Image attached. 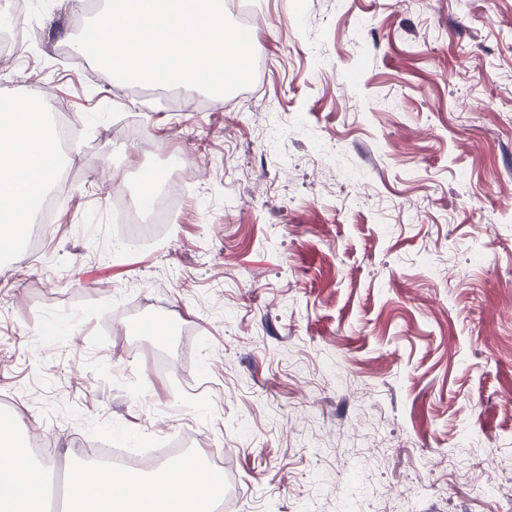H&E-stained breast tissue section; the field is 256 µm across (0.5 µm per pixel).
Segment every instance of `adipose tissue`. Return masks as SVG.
Wrapping results in <instances>:
<instances>
[{"label":"adipose tissue","instance_id":"adipose-tissue-1","mask_svg":"<svg viewBox=\"0 0 512 512\" xmlns=\"http://www.w3.org/2000/svg\"><path fill=\"white\" fill-rule=\"evenodd\" d=\"M59 160L54 130L41 101H0V252L12 247L19 227L34 223L39 192L55 182ZM0 512H43L42 469L27 453L16 426L0 422ZM215 485L197 466H158L150 474L133 469L83 471L68 512H213Z\"/></svg>","mask_w":512,"mask_h":512}]
</instances>
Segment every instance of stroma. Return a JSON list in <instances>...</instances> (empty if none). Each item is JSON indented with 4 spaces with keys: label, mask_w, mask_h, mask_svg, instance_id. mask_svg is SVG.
<instances>
[{
    "label": "stroma",
    "mask_w": 512,
    "mask_h": 512,
    "mask_svg": "<svg viewBox=\"0 0 512 512\" xmlns=\"http://www.w3.org/2000/svg\"><path fill=\"white\" fill-rule=\"evenodd\" d=\"M225 3L270 20L255 81L176 106L73 52L103 0H26L0 83L48 90L80 159L41 263L0 259V414L52 473L221 455L223 512H512V0ZM173 156L195 194L122 245L113 193Z\"/></svg>",
    "instance_id": "35a3bbf8"
}]
</instances>
